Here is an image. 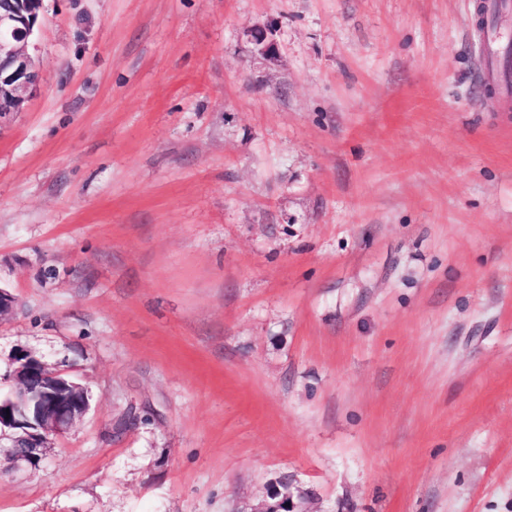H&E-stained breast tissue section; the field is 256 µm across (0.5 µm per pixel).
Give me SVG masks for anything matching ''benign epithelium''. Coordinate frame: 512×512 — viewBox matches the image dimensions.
Masks as SVG:
<instances>
[{"instance_id":"obj_1","label":"benign epithelium","mask_w":512,"mask_h":512,"mask_svg":"<svg viewBox=\"0 0 512 512\" xmlns=\"http://www.w3.org/2000/svg\"><path fill=\"white\" fill-rule=\"evenodd\" d=\"M43 0H0V120L24 111L42 77L29 52ZM16 389L0 398V430L14 432L17 459L37 464L49 441L66 433L89 408L87 391L26 350L14 357ZM248 512H297L285 498L265 500Z\"/></svg>"}]
</instances>
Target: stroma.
Returning a JSON list of instances; mask_svg holds the SVG:
<instances>
[{
  "label": "stroma",
  "mask_w": 512,
  "mask_h": 512,
  "mask_svg": "<svg viewBox=\"0 0 512 512\" xmlns=\"http://www.w3.org/2000/svg\"><path fill=\"white\" fill-rule=\"evenodd\" d=\"M476 0H44L0 127V512H512V90ZM275 47L262 53L250 32ZM14 363L16 389L0 398V432L12 430L17 459L35 466L49 441L85 415L89 398L80 384L26 350L16 353Z\"/></svg>",
  "instance_id": "stroma-1"
}]
</instances>
